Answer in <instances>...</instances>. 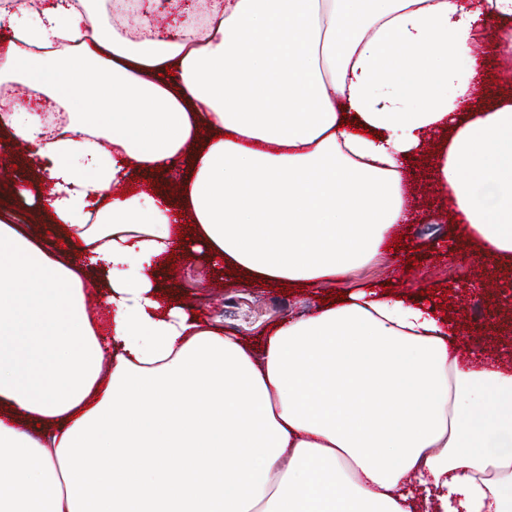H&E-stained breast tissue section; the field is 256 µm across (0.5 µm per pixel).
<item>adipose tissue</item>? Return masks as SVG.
Segmentation results:
<instances>
[{"instance_id":"obj_1","label":"adipose tissue","mask_w":512,"mask_h":512,"mask_svg":"<svg viewBox=\"0 0 512 512\" xmlns=\"http://www.w3.org/2000/svg\"><path fill=\"white\" fill-rule=\"evenodd\" d=\"M105 2L0 6V88L68 116L46 137L0 113L34 173L0 203V512H512V368L349 282L425 152L475 253L512 264V95L473 107L512 0H210L167 39ZM192 245L250 283L350 287L256 347L165 290ZM474 52L478 56L481 62L485 63V69L488 71V75L492 80L499 82L504 85L501 81V57L498 56L495 51L491 48L489 43L482 39L474 47ZM498 78V80L495 78Z\"/></svg>"}]
</instances>
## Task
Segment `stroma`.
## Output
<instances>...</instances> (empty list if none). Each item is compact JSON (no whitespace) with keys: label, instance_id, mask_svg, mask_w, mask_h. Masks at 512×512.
Wrapping results in <instances>:
<instances>
[{"label":"stroma","instance_id":"stroma-1","mask_svg":"<svg viewBox=\"0 0 512 512\" xmlns=\"http://www.w3.org/2000/svg\"><path fill=\"white\" fill-rule=\"evenodd\" d=\"M407 205L416 220L407 225L406 240L359 269L358 280L390 282L408 294L421 286L450 287L448 304L469 345L480 349L483 359L512 364V312L490 309L493 299L512 286V276L489 271L475 258H449L459 231L429 182L419 181ZM171 276L175 292L186 304L220 318L225 328L253 344L269 325L311 310L329 294L325 288H298L285 294L266 284L244 287L220 277L210 258L198 252L178 259Z\"/></svg>","mask_w":512,"mask_h":512}]
</instances>
